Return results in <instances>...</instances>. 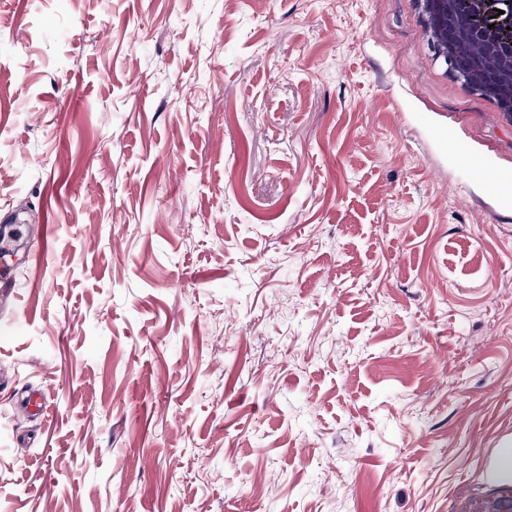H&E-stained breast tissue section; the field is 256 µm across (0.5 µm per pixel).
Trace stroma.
<instances>
[{
  "instance_id": "stroma-1",
  "label": "stroma",
  "mask_w": 512,
  "mask_h": 512,
  "mask_svg": "<svg viewBox=\"0 0 512 512\" xmlns=\"http://www.w3.org/2000/svg\"><path fill=\"white\" fill-rule=\"evenodd\" d=\"M0 77V512L503 490L512 120L413 0H0Z\"/></svg>"
}]
</instances>
